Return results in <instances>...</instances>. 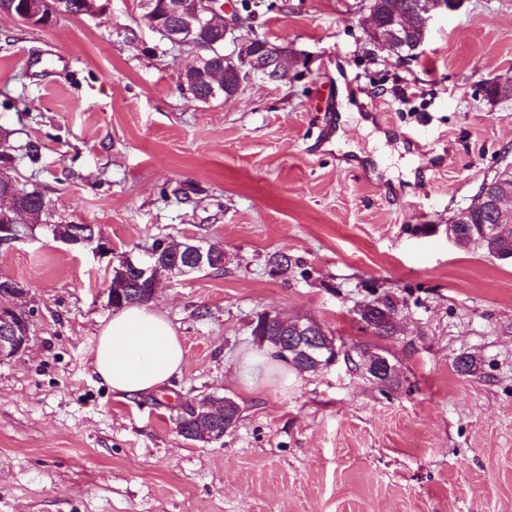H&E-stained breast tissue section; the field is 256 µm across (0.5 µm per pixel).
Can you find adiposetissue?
Returning a JSON list of instances; mask_svg holds the SVG:
<instances>
[{
  "instance_id": "adipose-tissue-1",
  "label": "adipose tissue",
  "mask_w": 512,
  "mask_h": 512,
  "mask_svg": "<svg viewBox=\"0 0 512 512\" xmlns=\"http://www.w3.org/2000/svg\"><path fill=\"white\" fill-rule=\"evenodd\" d=\"M185 362L173 326L147 306L113 314L92 349L94 374L120 397L154 391L178 376Z\"/></svg>"
}]
</instances>
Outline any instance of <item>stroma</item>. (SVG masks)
<instances>
[{
  "mask_svg": "<svg viewBox=\"0 0 512 512\" xmlns=\"http://www.w3.org/2000/svg\"><path fill=\"white\" fill-rule=\"evenodd\" d=\"M250 5L243 38L286 48L288 77L207 104L179 83L194 51L136 0L47 28L0 15V131L42 145L16 176L110 246L41 225L0 244L32 336L0 363V512H512V263L448 237L512 164V0L435 13L411 57L366 39L369 0ZM188 238L223 244L224 268L161 278L149 303L182 373L116 397L91 366L109 267ZM385 296L379 337L357 311ZM266 310L316 320L337 361L248 391L235 368ZM365 350L397 385L364 374ZM208 395L237 401L238 424L184 439L178 403ZM76 227L72 231L71 237L59 238L62 242L69 246H88L97 243L96 249L99 251H109L107 243L99 233L96 232L94 225L91 224H75Z\"/></svg>",
  "mask_w": 512,
  "mask_h": 512,
  "instance_id": "obj_1",
  "label": "stroma"
}]
</instances>
